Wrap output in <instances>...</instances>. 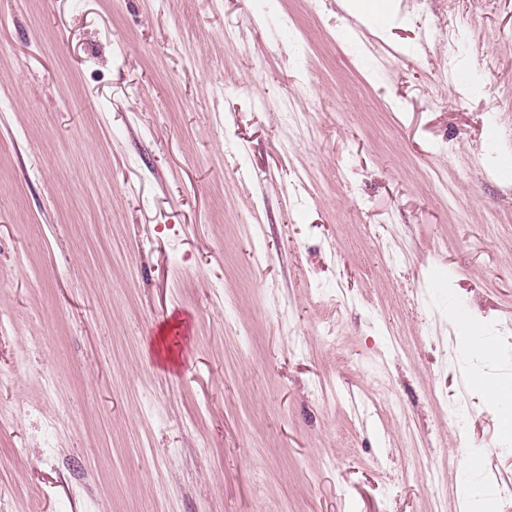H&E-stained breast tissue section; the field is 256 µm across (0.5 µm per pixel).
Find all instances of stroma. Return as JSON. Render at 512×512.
Returning a JSON list of instances; mask_svg holds the SVG:
<instances>
[{"label":"stroma","mask_w":512,"mask_h":512,"mask_svg":"<svg viewBox=\"0 0 512 512\" xmlns=\"http://www.w3.org/2000/svg\"><path fill=\"white\" fill-rule=\"evenodd\" d=\"M478 374L512 382V0H0V512H512ZM457 23L453 18L444 19L438 23L433 29V36L437 42L447 44L448 56H453L458 50Z\"/></svg>","instance_id":"35a3bbf8"}]
</instances>
